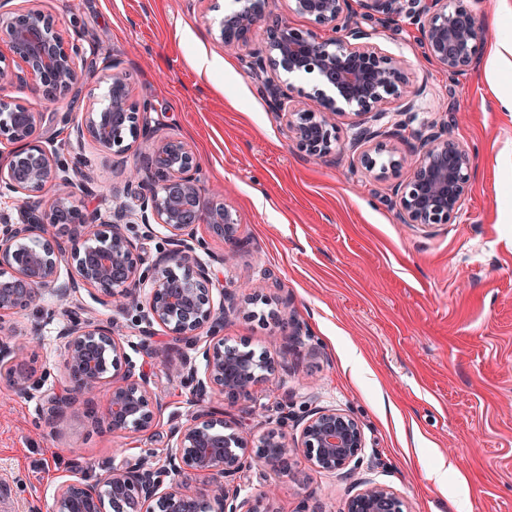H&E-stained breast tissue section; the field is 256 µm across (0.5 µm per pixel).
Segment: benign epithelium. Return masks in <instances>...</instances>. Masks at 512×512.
<instances>
[{
  "mask_svg": "<svg viewBox=\"0 0 512 512\" xmlns=\"http://www.w3.org/2000/svg\"><path fill=\"white\" fill-rule=\"evenodd\" d=\"M24 13L0 14V36L22 62L20 69L0 66V84L32 86L49 101L62 103L90 77L84 48L67 40L39 5L28 0ZM288 11L309 18L313 29L293 26L288 17L268 10L269 0H233L224 10L215 37L226 47L246 48L265 23L264 47L249 51L248 68L260 92L297 147L326 158L340 150V123L352 130L360 166L377 177L400 176L392 140L409 131L418 143V158L396 188L394 206L403 224L429 226L456 221L472 184V151L448 135L445 121L417 120L406 62L369 43L359 18L380 25L409 20L420 34L425 59L452 75H462L482 57L486 36L469 0H286ZM313 74L317 83L296 87L269 73ZM149 102L131 100L128 74L112 60L109 86L101 106L88 104L81 117L64 113L76 140L88 138L113 155H136L134 168L123 171L112 191L106 217L89 209L74 194L56 192L80 176V164L43 147L37 138L40 113L0 100V144L10 145L7 174L0 175V202L15 203V212L0 210V373L16 392L27 394L33 370L16 363L22 347L2 332L5 318L26 311L54 289L57 309L47 321L63 317L65 392L51 400V412L85 401L96 392L105 409L102 420L114 433L149 430L163 403L149 390L146 374L121 363L124 342L112 324L79 317L69 310L70 291L79 286L100 293L117 312L136 311L143 336L158 325L179 345L196 352L204 374L189 356L157 352L191 387L189 420L171 433L172 444L156 463L112 467L92 476L62 481L52 512H278L277 486L253 497L241 479L260 465L286 476L297 457L315 471L349 477L363 463L366 441L361 425L333 405L314 406L299 422V436L288 437L283 416L256 438H248L224 412L201 399L218 395L234 405L250 398L274 365L288 367V353L275 361L257 359L248 350L224 342V321L240 299L221 283L201 258L207 242L197 227L207 225L225 241L237 242L236 222L224 205L202 204L201 164L193 148L174 138H155ZM132 224L166 231L168 249L144 266L129 234ZM67 281L60 282L61 265ZM220 288L223 300L212 302ZM191 470L201 482L193 490L176 477ZM347 501L346 512H406L403 497L389 485L364 478Z\"/></svg>",
  "mask_w": 512,
  "mask_h": 512,
  "instance_id": "1",
  "label": "benign epithelium"
}]
</instances>
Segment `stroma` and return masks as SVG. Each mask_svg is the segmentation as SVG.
<instances>
[{
	"instance_id": "1",
	"label": "stroma",
	"mask_w": 512,
	"mask_h": 512,
	"mask_svg": "<svg viewBox=\"0 0 512 512\" xmlns=\"http://www.w3.org/2000/svg\"><path fill=\"white\" fill-rule=\"evenodd\" d=\"M229 3L43 0L65 38L121 60L132 99L149 100L161 134L199 155L205 204L231 210L239 241L208 235L214 268L224 286L257 283L260 298L226 319L225 341L257 350L283 338L291 319L310 335L253 389L264 416L229 405L227 419L259 434L281 412L333 405L362 426L360 476L392 486L409 512H512V0H477L492 38L456 78L424 61L407 22L367 26L371 43L408 61L419 118L447 120L474 153L459 217L430 226L400 223L396 178L354 165L349 128L337 157L297 148L240 51L212 33ZM0 100L42 113L44 145L83 161L74 195L108 213L119 159L70 136L64 104L20 84H0ZM54 303L43 290L38 309L6 321L38 385L19 395L0 376V512H50L61 481L162 454L188 419V386L153 355L170 348L166 330L143 339L133 314L87 288L73 293V311L111 321L167 407L145 433L112 432L82 404L47 415L65 384L59 325L43 321ZM351 489L302 462L283 478L278 506L295 512L307 495L322 512H345Z\"/></svg>"
}]
</instances>
